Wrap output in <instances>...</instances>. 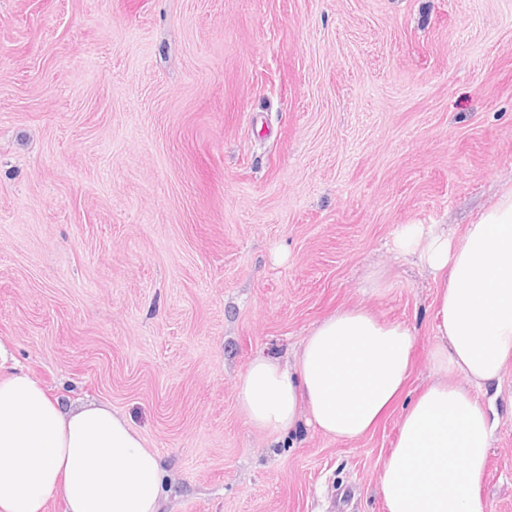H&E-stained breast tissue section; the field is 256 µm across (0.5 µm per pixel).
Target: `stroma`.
Instances as JSON below:
<instances>
[{"label":"stroma","instance_id":"1","mask_svg":"<svg viewBox=\"0 0 512 512\" xmlns=\"http://www.w3.org/2000/svg\"><path fill=\"white\" fill-rule=\"evenodd\" d=\"M512 187V0H0V342L159 455L161 512H385L393 408L338 441L237 383L361 307L433 379L438 285L394 240ZM480 490L512 512V365Z\"/></svg>","mask_w":512,"mask_h":512}]
</instances>
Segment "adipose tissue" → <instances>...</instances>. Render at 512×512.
<instances>
[{
    "mask_svg": "<svg viewBox=\"0 0 512 512\" xmlns=\"http://www.w3.org/2000/svg\"><path fill=\"white\" fill-rule=\"evenodd\" d=\"M399 252L438 283L432 381L406 407L383 465L386 512H482L494 425L478 392L512 362V190L458 237L405 227ZM414 333L362 308L329 315L292 366L258 355L238 382L246 422L274 437L299 422L346 441L372 429L402 395ZM159 456L111 406L73 407L21 369L0 377V512H159Z\"/></svg>",
    "mask_w": 512,
    "mask_h": 512,
    "instance_id": "ef3b65f1",
    "label": "adipose tissue"
}]
</instances>
